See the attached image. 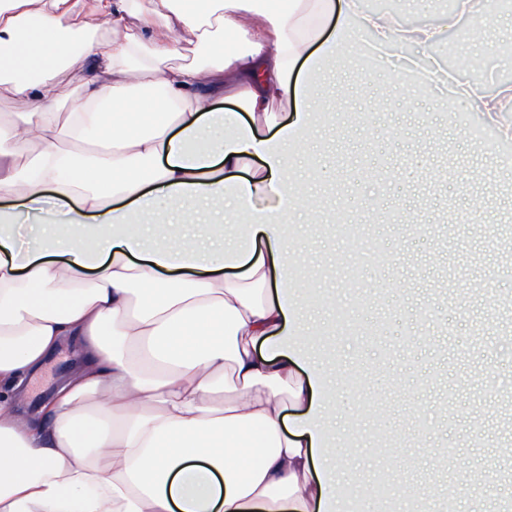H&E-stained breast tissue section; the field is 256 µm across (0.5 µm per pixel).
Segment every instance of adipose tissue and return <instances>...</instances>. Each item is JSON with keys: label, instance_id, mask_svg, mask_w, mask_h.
<instances>
[{"label": "adipose tissue", "instance_id": "ef3b65f1", "mask_svg": "<svg viewBox=\"0 0 512 512\" xmlns=\"http://www.w3.org/2000/svg\"><path fill=\"white\" fill-rule=\"evenodd\" d=\"M482 3L409 27L357 0H95L100 39L74 0H0V88L18 105L0 122V512H334L321 370L272 345L299 315L284 227L312 202L290 178L317 117L311 61L362 31L426 55ZM184 41L192 60L170 64ZM483 81L447 106L511 142L512 83ZM228 205L236 244L189 233ZM156 210L176 244L137 223ZM65 345L74 367L31 405L28 377Z\"/></svg>", "mask_w": 512, "mask_h": 512}]
</instances>
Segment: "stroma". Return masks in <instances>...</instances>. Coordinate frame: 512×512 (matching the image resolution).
I'll return each mask as SVG.
<instances>
[{
	"label": "stroma",
	"instance_id": "obj_1",
	"mask_svg": "<svg viewBox=\"0 0 512 512\" xmlns=\"http://www.w3.org/2000/svg\"><path fill=\"white\" fill-rule=\"evenodd\" d=\"M499 0L465 17L434 47L474 53L494 80L512 81V30ZM348 67L327 57L313 82L320 108L294 166L319 216L290 217L294 340L324 369L332 423L322 450L341 468L343 512H384L365 486L386 472L399 512L422 482L444 474L446 451L472 493L459 512L512 500L492 471L512 460V421L483 430L512 396V171L475 150L437 91L405 74L369 72L362 46ZM371 130H357L358 115ZM377 218L366 244L347 231L366 204ZM386 411H379V404ZM397 439L396 459L374 451L376 427Z\"/></svg>",
	"mask_w": 512,
	"mask_h": 512
}]
</instances>
